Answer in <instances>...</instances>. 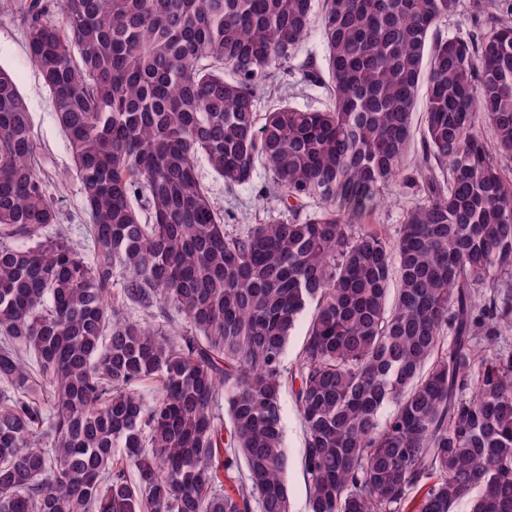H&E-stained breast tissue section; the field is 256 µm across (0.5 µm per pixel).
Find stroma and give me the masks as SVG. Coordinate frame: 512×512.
I'll use <instances>...</instances> for the list:
<instances>
[{
  "label": "stroma",
  "instance_id": "35a3bbf8",
  "mask_svg": "<svg viewBox=\"0 0 512 512\" xmlns=\"http://www.w3.org/2000/svg\"><path fill=\"white\" fill-rule=\"evenodd\" d=\"M308 67L315 74L322 76L326 73L320 24L316 21L312 22L289 70L275 72L268 80L257 99L258 111H266L283 100L303 109H323L327 102L326 92L303 76V69ZM0 68L15 78L29 106L37 144L34 166L45 181L58 212L57 224L47 228L45 235L49 238L67 237L71 246L83 255H90L89 217L84 210L66 138L55 123L51 93L28 56L24 21L15 9H0ZM197 173L208 187L215 208L230 214L227 230L236 233L265 219L266 213L256 200L254 190L241 188L232 194L226 192L223 181L217 179L202 160L197 163ZM417 200L415 190L399 185L388 187L382 204L369 219V229L387 242H394L406 210ZM281 425L288 454V494L292 512H309V490L300 470L304 428L295 396L289 389L281 394Z\"/></svg>",
  "mask_w": 512,
  "mask_h": 512
}]
</instances>
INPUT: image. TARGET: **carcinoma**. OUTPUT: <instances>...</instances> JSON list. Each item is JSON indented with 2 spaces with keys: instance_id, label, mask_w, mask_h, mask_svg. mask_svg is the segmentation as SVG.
<instances>
[{
  "instance_id": "obj_1",
  "label": "carcinoma",
  "mask_w": 512,
  "mask_h": 512,
  "mask_svg": "<svg viewBox=\"0 0 512 512\" xmlns=\"http://www.w3.org/2000/svg\"><path fill=\"white\" fill-rule=\"evenodd\" d=\"M457 6L322 0L329 106L260 114L314 0H59L61 24L23 5L93 259L43 238L57 213L0 69V512H291L288 386L310 512H512V287L489 285L512 278V0H474L483 40L431 42ZM200 157L231 192L268 168L269 209H317L227 232ZM398 182L423 202L390 244L362 224ZM310 321V312L306 311L300 317L295 330L292 335L288 339V343L286 344L284 351V368L288 373L293 372L299 361V351L301 349L304 335L307 329V326ZM280 402L283 444L288 454V494L292 512H309V490L300 470L304 428L290 387L283 390Z\"/></svg>"
}]
</instances>
